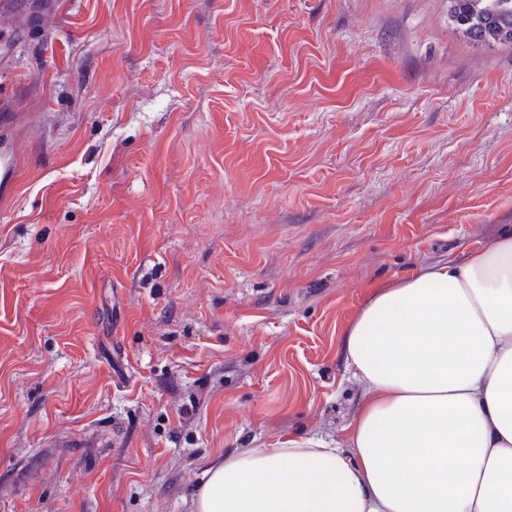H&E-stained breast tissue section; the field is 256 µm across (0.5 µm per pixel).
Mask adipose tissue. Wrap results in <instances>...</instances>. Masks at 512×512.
Returning <instances> with one entry per match:
<instances>
[{"instance_id": "adipose-tissue-1", "label": "adipose tissue", "mask_w": 512, "mask_h": 512, "mask_svg": "<svg viewBox=\"0 0 512 512\" xmlns=\"http://www.w3.org/2000/svg\"><path fill=\"white\" fill-rule=\"evenodd\" d=\"M341 351L339 440L225 454L194 512H512V231L376 292Z\"/></svg>"}]
</instances>
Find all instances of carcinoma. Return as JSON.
<instances>
[{
    "label": "carcinoma",
    "instance_id": "obj_1",
    "mask_svg": "<svg viewBox=\"0 0 512 512\" xmlns=\"http://www.w3.org/2000/svg\"><path fill=\"white\" fill-rule=\"evenodd\" d=\"M448 14L477 45L512 44V0H448Z\"/></svg>",
    "mask_w": 512,
    "mask_h": 512
}]
</instances>
